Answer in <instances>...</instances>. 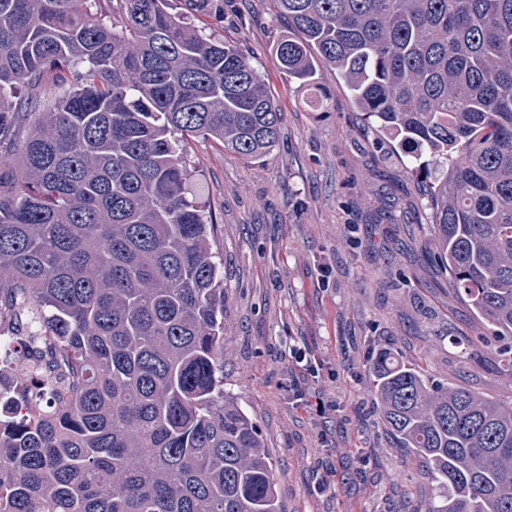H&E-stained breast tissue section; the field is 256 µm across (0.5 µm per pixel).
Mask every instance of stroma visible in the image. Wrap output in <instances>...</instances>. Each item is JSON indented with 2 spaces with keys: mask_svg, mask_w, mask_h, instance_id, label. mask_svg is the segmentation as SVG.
Segmentation results:
<instances>
[{
  "mask_svg": "<svg viewBox=\"0 0 512 512\" xmlns=\"http://www.w3.org/2000/svg\"><path fill=\"white\" fill-rule=\"evenodd\" d=\"M204 24L251 58L281 112L259 160L210 139L188 152L224 264V392L259 428L281 512H426L438 486L384 429L370 358L387 349L512 404L490 330L453 297L396 142L361 119L334 70L319 66L311 89L279 70L271 47L287 17L270 0H224L223 19Z\"/></svg>",
  "mask_w": 512,
  "mask_h": 512,
  "instance_id": "1",
  "label": "stroma"
}]
</instances>
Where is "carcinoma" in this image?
Segmentation results:
<instances>
[{"instance_id":"1","label":"carcinoma","mask_w":512,"mask_h":512,"mask_svg":"<svg viewBox=\"0 0 512 512\" xmlns=\"http://www.w3.org/2000/svg\"><path fill=\"white\" fill-rule=\"evenodd\" d=\"M272 2L278 68L311 87L327 65L398 140L453 297L512 340V0ZM207 14L224 0H0V319L53 357L0 391V512H280L224 395V276L187 196L190 140L261 157L279 112ZM371 374L427 512H512V406L390 351Z\"/></svg>"}]
</instances>
